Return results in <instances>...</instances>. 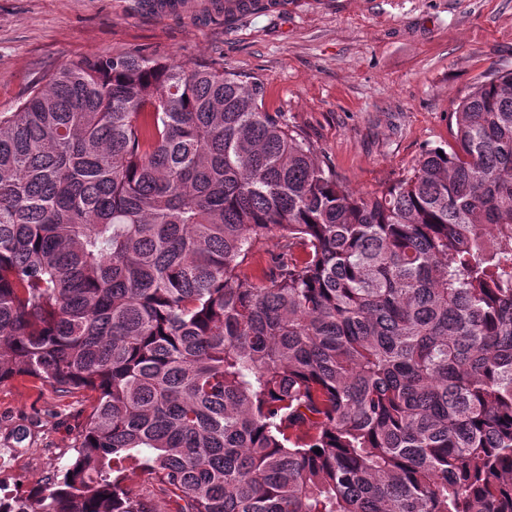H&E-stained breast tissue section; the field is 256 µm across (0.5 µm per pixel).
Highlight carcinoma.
I'll return each instance as SVG.
<instances>
[{
    "label": "carcinoma",
    "instance_id": "cac0c4a2",
    "mask_svg": "<svg viewBox=\"0 0 512 512\" xmlns=\"http://www.w3.org/2000/svg\"><path fill=\"white\" fill-rule=\"evenodd\" d=\"M262 98L138 49L0 113V383L93 394L0 512H512V72L366 196ZM278 244V239L272 234L262 241L250 267V271L254 276L262 278L269 271L271 260L278 252Z\"/></svg>",
    "mask_w": 512,
    "mask_h": 512
}]
</instances>
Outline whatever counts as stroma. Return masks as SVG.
<instances>
[{
	"mask_svg": "<svg viewBox=\"0 0 512 512\" xmlns=\"http://www.w3.org/2000/svg\"><path fill=\"white\" fill-rule=\"evenodd\" d=\"M191 3L159 13L145 0H0V113L79 56L219 59L263 84L264 109L284 113L341 182L370 193L451 142L458 101L512 71V0H287L230 20ZM90 400L29 377L0 383V491L70 462Z\"/></svg>",
	"mask_w": 512,
	"mask_h": 512,
	"instance_id": "stroma-1",
	"label": "stroma"
}]
</instances>
